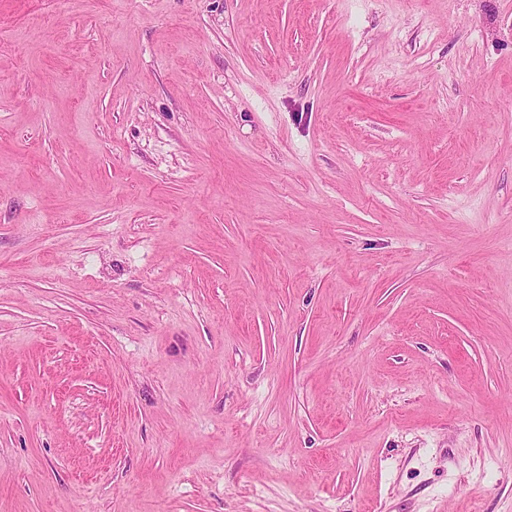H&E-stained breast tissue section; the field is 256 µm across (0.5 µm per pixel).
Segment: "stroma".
<instances>
[{"label":"stroma","mask_w":512,"mask_h":512,"mask_svg":"<svg viewBox=\"0 0 512 512\" xmlns=\"http://www.w3.org/2000/svg\"><path fill=\"white\" fill-rule=\"evenodd\" d=\"M0 512H512V0H0Z\"/></svg>","instance_id":"stroma-1"}]
</instances>
